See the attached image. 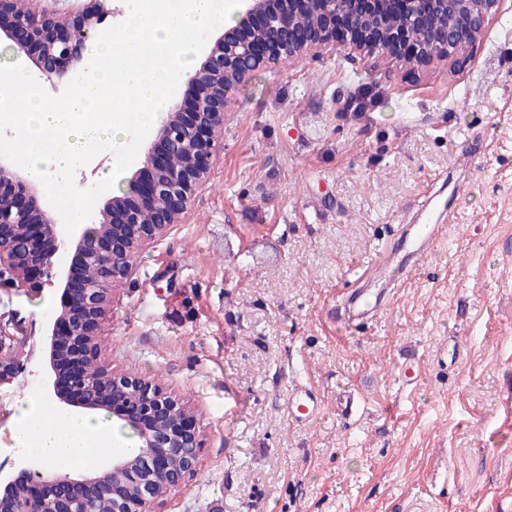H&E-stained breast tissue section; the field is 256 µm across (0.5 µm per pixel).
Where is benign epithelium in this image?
I'll return each instance as SVG.
<instances>
[{"label":"benign epithelium","instance_id":"1","mask_svg":"<svg viewBox=\"0 0 512 512\" xmlns=\"http://www.w3.org/2000/svg\"><path fill=\"white\" fill-rule=\"evenodd\" d=\"M41 0H0V17L7 27L0 34L17 53L30 56L48 78L69 81L93 54L107 8L104 0H85L78 15L68 18L40 8ZM325 16L342 15L348 7L368 16L364 0H332ZM264 0H247L237 25L212 44L184 98L173 102L169 120L157 132L156 144L146 154L143 170L149 180L132 176L134 200L125 205L112 198L95 227L78 226L72 236L63 230L56 210L39 205L38 184L0 157V287L22 283L36 295L48 286L62 291L61 309L49 325V385L61 401L68 394L63 373L80 376L86 388L80 407L101 410L134 430L139 450L115 455L96 471L58 473L41 466L29 469L27 483L18 484L0 474V506L8 512H84V505L100 496L112 501V512H155L154 505L180 487L199 459L196 419L180 400L145 379L118 377L102 371L94 379L86 365L98 356V337L110 285L132 267L135 248L162 235L186 212L202 179L211 170L216 133L224 126L225 53L242 50L261 65L281 57L284 49L306 55L332 36L313 37L309 29L288 20V13L263 19L260 42L238 38V30L262 13ZM418 11L405 15L404 26L417 25L427 33L430 15L456 9V0H419ZM474 42L460 36L442 46V59L458 63L469 56ZM192 145L187 169L173 173L172 150ZM154 215L152 224L139 223L142 214ZM6 326L0 323V380L17 369L5 350Z\"/></svg>","mask_w":512,"mask_h":512}]
</instances>
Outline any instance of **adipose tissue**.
Returning <instances> with one entry per match:
<instances>
[{
    "mask_svg": "<svg viewBox=\"0 0 512 512\" xmlns=\"http://www.w3.org/2000/svg\"><path fill=\"white\" fill-rule=\"evenodd\" d=\"M15 447L52 470H85L132 451L138 439L119 430L110 418L66 412L44 397L28 398L19 408Z\"/></svg>",
    "mask_w": 512,
    "mask_h": 512,
    "instance_id": "obj_1",
    "label": "adipose tissue"
}]
</instances>
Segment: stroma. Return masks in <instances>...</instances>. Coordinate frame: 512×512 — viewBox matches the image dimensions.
<instances>
[{
	"instance_id": "35a3bbf8",
	"label": "stroma",
	"mask_w": 512,
	"mask_h": 512,
	"mask_svg": "<svg viewBox=\"0 0 512 512\" xmlns=\"http://www.w3.org/2000/svg\"><path fill=\"white\" fill-rule=\"evenodd\" d=\"M358 88L376 106L341 115ZM225 96L210 173L113 284L98 339L100 366L197 416V467L156 512H512V0L456 73L325 45ZM435 197L442 243L400 282L358 281L376 319L332 326L344 282L383 235L403 256ZM37 303L0 291L21 364L0 381L8 473L59 294ZM298 383L322 401L306 426ZM288 412L295 422L309 423L320 414L318 397L307 386L297 384L288 396Z\"/></svg>"
}]
</instances>
